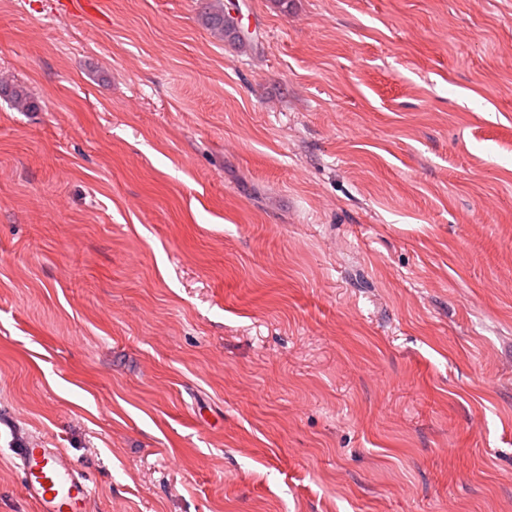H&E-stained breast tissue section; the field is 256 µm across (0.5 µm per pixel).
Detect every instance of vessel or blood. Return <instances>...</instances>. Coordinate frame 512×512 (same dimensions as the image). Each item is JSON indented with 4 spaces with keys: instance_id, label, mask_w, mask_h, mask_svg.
Returning <instances> with one entry per match:
<instances>
[{
    "instance_id": "b4317fda",
    "label": "vessel or blood",
    "mask_w": 512,
    "mask_h": 512,
    "mask_svg": "<svg viewBox=\"0 0 512 512\" xmlns=\"http://www.w3.org/2000/svg\"><path fill=\"white\" fill-rule=\"evenodd\" d=\"M16 457L25 496L37 512H84L92 487L68 454L28 443Z\"/></svg>"
}]
</instances>
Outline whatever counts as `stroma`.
Returning a JSON list of instances; mask_svg holds the SVG:
<instances>
[{"instance_id": "35a3bbf8", "label": "stroma", "mask_w": 512, "mask_h": 512, "mask_svg": "<svg viewBox=\"0 0 512 512\" xmlns=\"http://www.w3.org/2000/svg\"><path fill=\"white\" fill-rule=\"evenodd\" d=\"M215 2L0 0V512H512V0ZM233 12L235 11L230 7V3L228 5L219 3L205 14L203 22L215 34L231 37L239 47L253 48L252 37L242 30L238 23V16ZM15 454L25 496L37 512H85L92 487L68 454L29 442Z\"/></svg>"}]
</instances>
